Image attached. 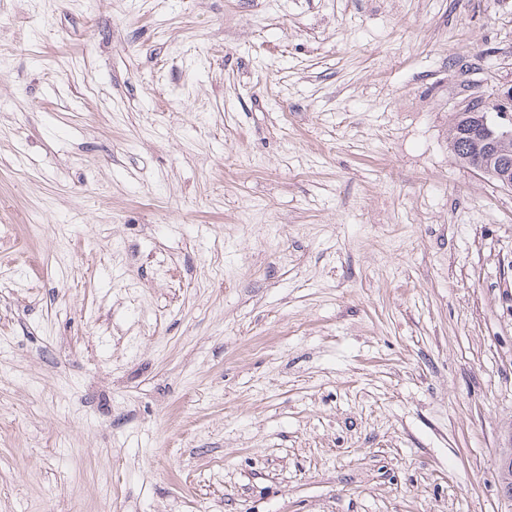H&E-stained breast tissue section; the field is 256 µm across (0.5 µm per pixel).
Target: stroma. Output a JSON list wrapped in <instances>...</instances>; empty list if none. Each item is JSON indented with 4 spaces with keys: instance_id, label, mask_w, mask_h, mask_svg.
Listing matches in <instances>:
<instances>
[{
    "instance_id": "stroma-1",
    "label": "stroma",
    "mask_w": 512,
    "mask_h": 512,
    "mask_svg": "<svg viewBox=\"0 0 512 512\" xmlns=\"http://www.w3.org/2000/svg\"><path fill=\"white\" fill-rule=\"evenodd\" d=\"M511 88L512 0H0V512H512ZM488 101L491 103L488 110L483 102L485 110L468 112L473 113L469 133H478L493 155L496 154L499 144L506 142L501 150L512 156V88L493 94ZM492 112L497 119L491 118ZM467 116L464 112H456L453 125L449 131L448 149L454 157L464 166H468L477 157H484V146L476 139L459 137L458 129L465 122Z\"/></svg>"
}]
</instances>
